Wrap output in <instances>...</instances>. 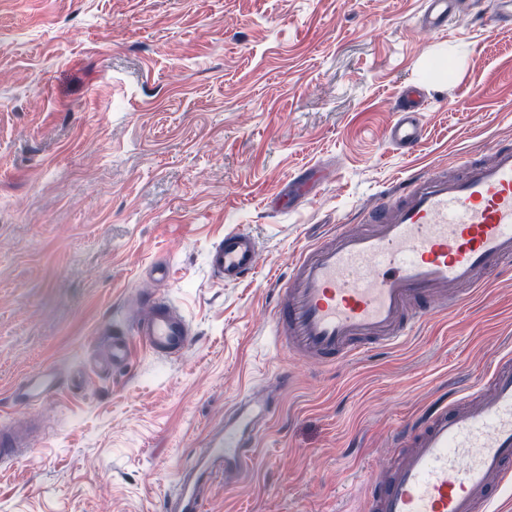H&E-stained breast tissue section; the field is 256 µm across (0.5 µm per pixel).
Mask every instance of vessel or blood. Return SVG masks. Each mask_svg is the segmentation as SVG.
Listing matches in <instances>:
<instances>
[{"label":"vessel or blood","mask_w":512,"mask_h":512,"mask_svg":"<svg viewBox=\"0 0 512 512\" xmlns=\"http://www.w3.org/2000/svg\"><path fill=\"white\" fill-rule=\"evenodd\" d=\"M421 29L440 31L458 14L459 0H425ZM423 101L417 87L400 90L386 140L402 153L422 139ZM363 224L336 228L303 248L276 284L272 334L290 354L331 366L371 348H392L420 319L447 312L448 291L482 287L486 274L512 264V146L496 145L488 157L466 160L461 173H431L403 181L366 209ZM259 247L244 231H231L209 251L216 279L234 283L255 275ZM146 319L133 337L115 336L91 354L92 368L123 367L131 341L149 353L182 354L194 334L165 297L146 295ZM58 366L31 373L15 399L36 406L59 390ZM280 372L264 402L242 396L224 426L179 470L178 489L163 512H203L205 486L216 476L241 482L250 472L273 408L290 386ZM44 437L37 420L19 434L0 417V462L32 454ZM395 439L404 451L396 468L372 483L365 512H493L512 489V352L499 355L486 377L450 403H441Z\"/></svg>","instance_id":"b4317fda"}]
</instances>
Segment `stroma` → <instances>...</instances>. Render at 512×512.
Returning a JSON list of instances; mask_svg holds the SVG:
<instances>
[{
  "instance_id": "1",
  "label": "stroma",
  "mask_w": 512,
  "mask_h": 512,
  "mask_svg": "<svg viewBox=\"0 0 512 512\" xmlns=\"http://www.w3.org/2000/svg\"><path fill=\"white\" fill-rule=\"evenodd\" d=\"M425 0H0V415L55 364L62 389L30 413L49 430L0 467V512H162L179 466L241 394L293 384L250 475L216 478L204 512H364L396 429L462 393L512 350V271L419 321L387 351L328 367L272 340L276 280L306 245L402 180L512 144V27L478 12L417 28ZM430 101L411 155L385 140L401 86ZM329 167L278 213L289 179ZM259 269L226 284L225 232ZM195 339L175 358L134 348L81 374L101 334L128 335L149 268ZM258 254L256 239L247 232L234 230L211 247L209 265L216 279L240 282L255 275Z\"/></svg>"
}]
</instances>
